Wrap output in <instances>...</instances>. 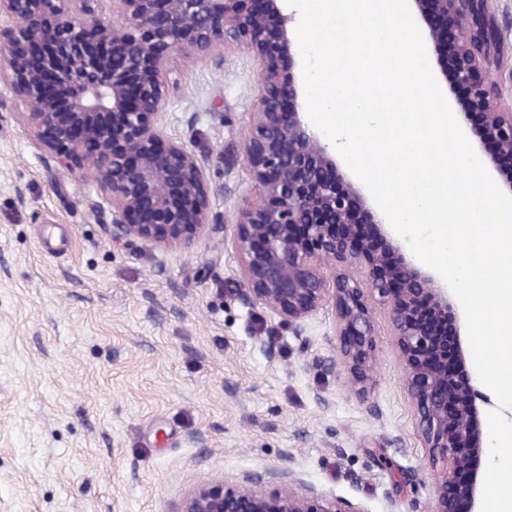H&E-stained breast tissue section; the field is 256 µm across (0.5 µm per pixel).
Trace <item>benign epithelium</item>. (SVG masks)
<instances>
[{"mask_svg":"<svg viewBox=\"0 0 512 512\" xmlns=\"http://www.w3.org/2000/svg\"><path fill=\"white\" fill-rule=\"evenodd\" d=\"M284 0H0V79L24 108L20 121L57 159H79L109 207L112 241L190 249L210 221L206 160L168 136L160 75L168 55L211 58L231 37L259 66L260 95L244 143L260 199L239 210L234 244L241 294L288 323L304 342L310 321L334 306L341 366L356 384L370 377L376 325L354 273L387 310L405 370L417 436L435 471L432 512H481L488 466L486 406L468 373L460 311L449 287L407 256L386 218L336 160L307 119L295 74L300 49ZM461 126L480 127L474 150L512 195V109L503 107L504 33L487 0H409ZM425 295L448 316L415 315ZM180 512H367L329 496L290 467L207 481Z\"/></svg>","mask_w":512,"mask_h":512,"instance_id":"7a95c632","label":"benign epithelium"}]
</instances>
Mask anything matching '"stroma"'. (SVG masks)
<instances>
[{
    "label": "stroma",
    "mask_w": 512,
    "mask_h": 512,
    "mask_svg": "<svg viewBox=\"0 0 512 512\" xmlns=\"http://www.w3.org/2000/svg\"><path fill=\"white\" fill-rule=\"evenodd\" d=\"M258 65L176 52L166 133L207 157L211 225L189 250L112 243L90 170L67 167L0 93V512H178L207 480L292 467L367 512H431L434 473L386 309L357 391L334 311L307 341L239 295L242 145ZM275 348L267 354L260 346Z\"/></svg>",
    "instance_id": "stroma-1"
}]
</instances>
